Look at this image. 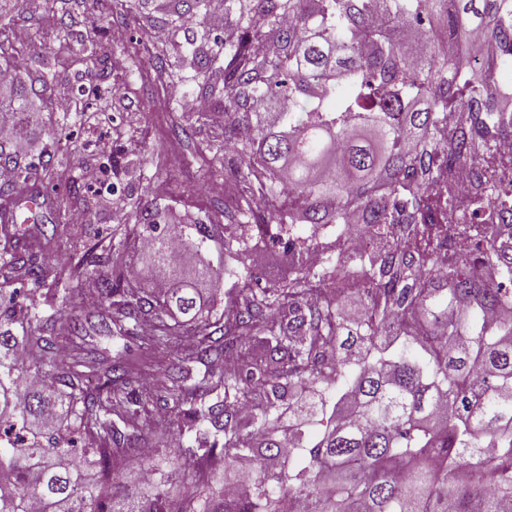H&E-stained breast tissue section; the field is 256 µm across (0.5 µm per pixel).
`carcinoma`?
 Returning <instances> with one entry per match:
<instances>
[{"mask_svg": "<svg viewBox=\"0 0 512 512\" xmlns=\"http://www.w3.org/2000/svg\"><path fill=\"white\" fill-rule=\"evenodd\" d=\"M208 5L169 0L165 25L184 42L149 64L173 112L183 97L222 98L223 149L235 152L243 185L227 218L264 211L309 234L299 246L268 236L288 266L268 288L252 287L249 244L224 241L242 265L227 314L205 287L223 274L202 260L214 241L208 225L132 224L149 242L138 260L167 286L148 294L115 270L99 277L97 294L115 339L138 338L151 320V355L173 357L154 386L125 349L65 348L83 328L59 324L56 303L84 293L79 272L3 260V278L22 269L46 297L29 300L21 321L17 291L5 300L0 288V512H512V264L483 246L490 234L512 238V224L463 225L479 253L454 264L426 234L452 207L431 200V181L471 145L512 137L501 87L473 81L476 59L448 52L480 39L511 61L512 0H224L230 36L210 27ZM414 27L421 56L405 39ZM452 110L484 116L441 153ZM29 116L18 77L13 135L0 141V168L18 185L39 169L52 176L51 144L26 163L13 150ZM354 213L382 237L406 218L407 236L426 243L305 265L319 229L334 224L350 237ZM350 261L366 267L368 303L347 322L336 289ZM409 327L424 335L426 357L394 348ZM228 354L237 365L215 371ZM217 388L224 397L213 402ZM160 402L196 429L195 445H178L183 480L198 485L196 465L219 458L248 460L262 479L231 495L213 468L200 502L154 468L138 496L113 495L123 465L147 447L144 427ZM285 439L302 467L283 463Z\"/></svg>", "mask_w": 512, "mask_h": 512, "instance_id": "carcinoma-1", "label": "carcinoma"}]
</instances>
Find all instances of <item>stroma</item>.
I'll list each match as a JSON object with an SVG mask.
<instances>
[{
  "label": "stroma",
  "instance_id": "stroma-1",
  "mask_svg": "<svg viewBox=\"0 0 512 512\" xmlns=\"http://www.w3.org/2000/svg\"><path fill=\"white\" fill-rule=\"evenodd\" d=\"M0 16L11 28H24L28 40L17 44V56L25 63L23 74L30 92L29 102L38 117L27 138L24 156L39 154L49 136L57 131L63 114L56 109L54 90L57 84H69L75 91L74 108L85 115L96 114L95 94L98 87L119 86L118 96L107 99L105 116L95 123L77 121L70 137L62 138L51 160L53 175L44 182L41 195L45 204L37 211L39 223L56 226L55 235L41 239L35 255L38 261L53 258L56 265L72 266L79 259L76 245L95 246L99 257H111L113 266L123 268L134 287L151 288L147 272L133 258L139 247L136 235L130 234L128 213L112 211V196L89 177L90 169H101L105 158L119 155L129 166L119 179L125 189V199L137 203L142 217L160 216L165 224H209L216 241L207 259L211 263L234 266L235 261L224 252V205L228 198L221 186L234 185L231 174L221 179L204 177L199 165H187L191 154H198L224 144V129L210 120L216 100H209L205 112H172L168 95L159 84L154 71L146 62L145 36L148 25L143 16L125 20L109 10L84 14L74 10L63 13L59 0H19L10 6L0 0ZM125 26L129 42L127 53L115 51L109 30ZM95 33L97 50L106 55L104 73L88 72L74 56L71 45L87 33ZM191 125L193 136L188 140L175 138L173 123ZM78 187L88 196L89 204L73 203L57 208L54 196L64 194L69 187ZM127 236L122 250H110L112 237ZM102 306L87 304L78 298L63 309V321L79 319L87 328L88 346L106 354L122 349V342L103 332ZM148 458L167 471L177 469L178 443H190L195 434L189 431L184 418L169 414L165 424L147 432Z\"/></svg>",
  "mask_w": 512,
  "mask_h": 512
}]
</instances>
